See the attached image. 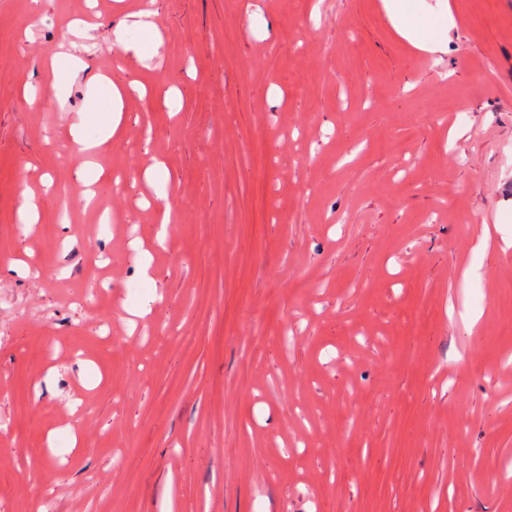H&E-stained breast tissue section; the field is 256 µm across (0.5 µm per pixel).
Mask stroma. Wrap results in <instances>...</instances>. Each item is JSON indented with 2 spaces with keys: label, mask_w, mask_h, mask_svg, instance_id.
I'll use <instances>...</instances> for the list:
<instances>
[{
  "label": "stroma",
  "mask_w": 512,
  "mask_h": 512,
  "mask_svg": "<svg viewBox=\"0 0 512 512\" xmlns=\"http://www.w3.org/2000/svg\"><path fill=\"white\" fill-rule=\"evenodd\" d=\"M144 2L0 0V505L512 512V0ZM384 5L397 32L417 48L432 53L443 50L444 38L448 36V18L451 19L449 5L446 4V8L440 12L441 17L436 32L429 35H421L418 32L417 24L408 19L401 0H385Z\"/></svg>",
  "instance_id": "35a3bbf8"
}]
</instances>
